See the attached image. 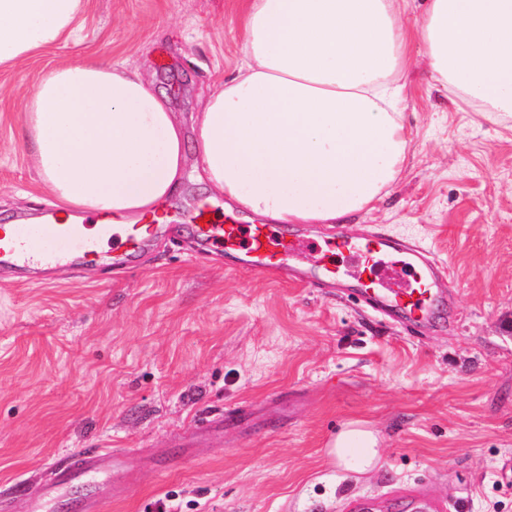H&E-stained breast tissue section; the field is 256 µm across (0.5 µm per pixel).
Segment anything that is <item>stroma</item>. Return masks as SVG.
<instances>
[{"label": "stroma", "mask_w": 512, "mask_h": 512, "mask_svg": "<svg viewBox=\"0 0 512 512\" xmlns=\"http://www.w3.org/2000/svg\"><path fill=\"white\" fill-rule=\"evenodd\" d=\"M243 0H89L77 33L0 67V225L55 206L22 135L25 96L65 61L137 69L185 130L243 57ZM401 78L406 160L354 236L382 230L450 267L449 307L411 336L347 291L229 265L194 217L231 204L188 161L163 204L164 237L118 269L111 256L55 278L0 270V512H22L57 468L122 448L105 512H407L399 490L451 512H512V116L490 121L433 80L425 46ZM242 408L223 433H178ZM369 422L380 456L358 473L328 454ZM182 467L154 472L164 452Z\"/></svg>", "instance_id": "stroma-1"}]
</instances>
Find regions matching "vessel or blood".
<instances>
[{"label": "vessel or blood", "instance_id": "1", "mask_svg": "<svg viewBox=\"0 0 512 512\" xmlns=\"http://www.w3.org/2000/svg\"><path fill=\"white\" fill-rule=\"evenodd\" d=\"M157 231L154 224H67L50 213L35 224L0 226V267L49 273L108 249L122 259L153 246ZM196 233L242 268L261 275L292 271L302 280L318 278L341 287L345 274L336 260L349 259L368 274L359 290L365 305L385 316H400L411 333L433 320L446 304L439 283L448 278V266L430 258L423 248L382 231L358 238H314L285 235L278 224L231 220L197 226ZM306 254L314 256L316 264L303 269L299 262ZM123 454L120 448L79 453L72 463L52 472L37 491L24 494V512H58L68 501L75 512H100L111 498L108 479ZM77 487L84 493L75 499L71 492Z\"/></svg>", "mask_w": 512, "mask_h": 512}]
</instances>
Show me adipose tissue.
<instances>
[{
	"mask_svg": "<svg viewBox=\"0 0 512 512\" xmlns=\"http://www.w3.org/2000/svg\"><path fill=\"white\" fill-rule=\"evenodd\" d=\"M246 70L207 100L195 150L210 188L279 224H333L373 210L406 160L392 76L420 39L435 81L489 115L512 112V0H428L415 28L398 0H245ZM87 0H0V65L72 31ZM23 136L63 210L100 223L158 214L186 160L165 96L137 71L64 62L26 96ZM374 432L345 428L330 450L363 471Z\"/></svg>",
	"mask_w": 512,
	"mask_h": 512,
	"instance_id": "1",
	"label": "adipose tissue"
}]
</instances>
